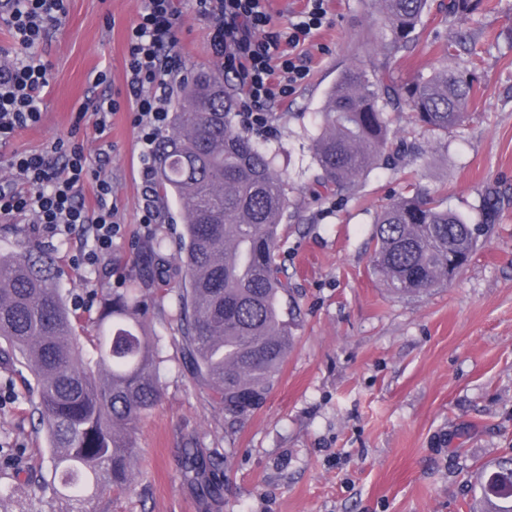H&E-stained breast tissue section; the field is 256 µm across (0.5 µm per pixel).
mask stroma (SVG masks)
Returning a JSON list of instances; mask_svg holds the SVG:
<instances>
[{"instance_id":"1","label":"stroma","mask_w":512,"mask_h":512,"mask_svg":"<svg viewBox=\"0 0 512 512\" xmlns=\"http://www.w3.org/2000/svg\"><path fill=\"white\" fill-rule=\"evenodd\" d=\"M443 2L429 0L416 40L392 71L401 81L428 75L445 64L444 45L466 32L477 53L455 63L475 74L469 119L437 137L402 115L396 137L420 143L427 157L375 169L341 197L316 191L311 138L328 89L352 62L375 60L380 34L377 0H329L323 26L303 48L309 77L270 112L271 134L251 133L288 173L281 261L300 315L279 378L250 416L225 419L183 363L168 306L152 310L162 391L136 434L138 484L97 499L98 512H466L470 475L512 452V0H478L466 17L448 16ZM142 5L64 0L61 23L37 49L51 64L42 120L0 148L1 181L11 176L12 153L44 151L73 133L91 169L112 183L122 232L97 271L71 261L80 231L51 238L31 216L0 221V252L51 253L58 285L71 296L124 287L152 235L180 230L173 202L160 207L158 224L139 222L145 146L127 112L113 115L103 140L77 119L98 71L110 72L113 90H125L126 35ZM178 6L183 66L217 68L195 0ZM412 172L422 193L442 194L469 223L484 224L490 189L498 214L451 284L398 298L371 263L373 221ZM0 392L9 395L0 405V512H11L21 501L37 504L27 476L48 466V444L32 414L36 382L5 354ZM188 448L203 450L206 477L219 488L209 502L183 478Z\"/></svg>"}]
</instances>
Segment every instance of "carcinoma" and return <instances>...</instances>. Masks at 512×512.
I'll return each instance as SVG.
<instances>
[{
  "label": "carcinoma",
  "instance_id": "cac0c4a2",
  "mask_svg": "<svg viewBox=\"0 0 512 512\" xmlns=\"http://www.w3.org/2000/svg\"><path fill=\"white\" fill-rule=\"evenodd\" d=\"M389 31L382 63L345 70L330 89L312 139L319 183L342 196L372 170L415 150L394 141L393 116L406 110L433 134L462 125L475 97L473 76L439 67L409 83L389 60L412 41L428 0H378ZM235 94L224 73L210 70L179 87L171 133L154 145V189L181 207L177 242L180 280L167 282V238L146 246L150 261L97 305L82 323L56 282L52 258L40 251L0 254V343L31 370L33 404L45 431L50 468L41 492L46 509L22 503L13 512H96L86 504L106 489L135 490L133 463L140 421L160 400L157 342L144 323L169 298L185 364L210 391L224 416L242 419L270 393L288 356L292 309H281L291 283L280 262V224L288 211V176L275 170L248 132L233 125ZM372 263L390 290L419 297L448 284V251L469 261L475 231L441 198H424L409 182L376 215ZM90 342L94 355L86 356ZM199 449L185 452L184 475L200 497L215 494L203 480ZM481 512H512V454L478 470Z\"/></svg>",
  "mask_w": 512,
  "mask_h": 512
}]
</instances>
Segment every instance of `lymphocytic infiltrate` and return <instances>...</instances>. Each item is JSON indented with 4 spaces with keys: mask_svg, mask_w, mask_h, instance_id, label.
Masks as SVG:
<instances>
[{
    "mask_svg": "<svg viewBox=\"0 0 512 512\" xmlns=\"http://www.w3.org/2000/svg\"><path fill=\"white\" fill-rule=\"evenodd\" d=\"M265 0H196L198 12L209 22L210 44L225 74L242 88L240 115L246 127L268 123L272 104L287 101L307 79L310 68L299 46L309 43L327 14L325 0H307L305 10L279 30ZM0 9L13 32L15 56L0 61V143L38 124L42 101L50 82V65L36 46L64 14L63 0H0ZM182 13L176 0H143L127 32L125 95L104 93L83 104L81 116L90 117L96 135L110 128L114 112L128 110L142 141L152 145L167 122L164 96L179 65L171 50ZM11 182L0 186V218L28 214L50 234L74 228L89 231L90 249L76 252L74 265L93 270L112 252L120 234L112 204V184L91 179L83 143L60 139L51 150L12 157ZM94 180V205H87L82 189Z\"/></svg>",
    "mask_w": 512,
    "mask_h": 512,
    "instance_id": "f902f5d3",
    "label": "lymphocytic infiltrate"
}]
</instances>
